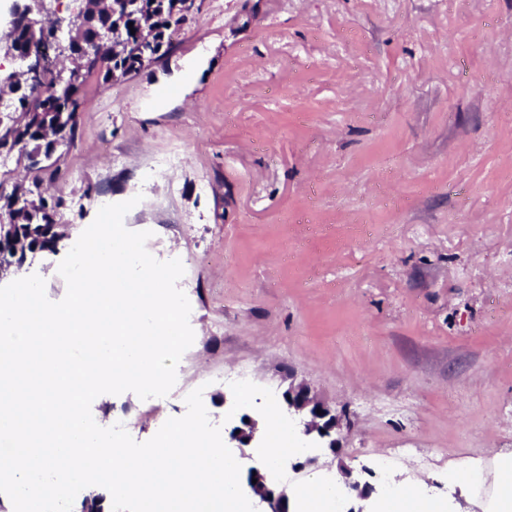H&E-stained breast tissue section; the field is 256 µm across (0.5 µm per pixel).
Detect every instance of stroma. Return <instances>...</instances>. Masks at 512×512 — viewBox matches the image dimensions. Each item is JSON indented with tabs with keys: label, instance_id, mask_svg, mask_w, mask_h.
<instances>
[{
	"label": "stroma",
	"instance_id": "stroma-1",
	"mask_svg": "<svg viewBox=\"0 0 512 512\" xmlns=\"http://www.w3.org/2000/svg\"><path fill=\"white\" fill-rule=\"evenodd\" d=\"M50 191L70 239L99 209L180 254L194 342L167 396L103 394L135 441L202 389L222 437L267 408L301 467L387 458L448 495V464L512 448V0H196L172 50L89 84ZM67 248L37 254L64 298ZM352 422L313 447L283 393Z\"/></svg>",
	"mask_w": 512,
	"mask_h": 512
}]
</instances>
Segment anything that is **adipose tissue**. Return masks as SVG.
I'll use <instances>...</instances> for the list:
<instances>
[{"label":"adipose tissue","mask_w":512,"mask_h":512,"mask_svg":"<svg viewBox=\"0 0 512 512\" xmlns=\"http://www.w3.org/2000/svg\"><path fill=\"white\" fill-rule=\"evenodd\" d=\"M263 421L267 436L255 450L260 462L281 466L299 458L297 449L284 444L285 427L276 411L267 410ZM448 483L459 495L442 501L419 486L404 485L395 472H385L375 501L366 503L364 512H512V450L450 465ZM292 495L306 504L307 512H340L355 492L341 477L314 475L294 485Z\"/></svg>","instance_id":"adipose-tissue-1"}]
</instances>
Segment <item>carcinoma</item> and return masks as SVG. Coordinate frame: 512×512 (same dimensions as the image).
<instances>
[{"label": "carcinoma", "instance_id": "carcinoma-1", "mask_svg": "<svg viewBox=\"0 0 512 512\" xmlns=\"http://www.w3.org/2000/svg\"><path fill=\"white\" fill-rule=\"evenodd\" d=\"M118 0H81L80 7L52 26L36 31L23 30L0 48L13 59L22 60L41 47L51 44V37L61 31L68 44L73 66L64 69L49 60L38 70L18 69L0 74V100L9 95L12 115L0 126V149L17 151V161L25 162L34 172L26 182L0 184V212H7L10 222L20 225L26 235L40 224L56 223L60 201L42 191L44 167L34 158H46L58 147L72 143L77 127L81 96L90 77L103 81L118 73L122 76L139 71L142 49H150L156 58L165 56L178 26L186 19L194 0H128L127 8L116 16L107 12ZM152 22V42H141L131 29L141 21Z\"/></svg>", "mask_w": 512, "mask_h": 512}]
</instances>
